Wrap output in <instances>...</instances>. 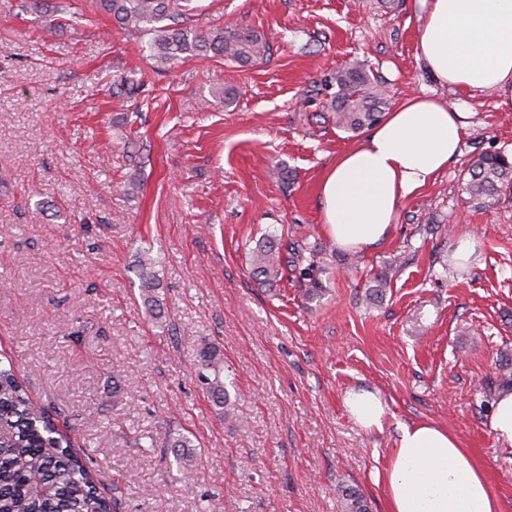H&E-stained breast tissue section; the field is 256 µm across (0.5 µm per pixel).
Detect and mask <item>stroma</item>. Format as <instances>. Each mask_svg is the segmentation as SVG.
<instances>
[{
	"label": "stroma",
	"instance_id": "1",
	"mask_svg": "<svg viewBox=\"0 0 512 512\" xmlns=\"http://www.w3.org/2000/svg\"><path fill=\"white\" fill-rule=\"evenodd\" d=\"M58 2L0 0V353L120 512H339L343 485L386 512L383 469L419 420L456 434L512 512V460L488 425L512 377V192L475 208L463 190L476 156L512 157V112L434 84L412 0H193L196 30L266 36L268 55L244 66L158 65L146 37L91 0H66L65 26ZM356 63L391 102L428 90L470 127L356 268L327 253L310 299L295 279L256 281L250 256L269 231L329 244L319 182L359 139L323 118L315 87ZM122 78L138 94L109 96ZM466 232L479 258L463 267L453 250ZM146 254L160 323L143 306ZM388 269L383 300L366 304L370 277ZM205 346L224 360L235 422L197 379ZM360 388L385 401L382 430L347 413ZM189 432L188 477L164 442Z\"/></svg>",
	"mask_w": 512,
	"mask_h": 512
}]
</instances>
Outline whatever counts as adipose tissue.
I'll list each match as a JSON object with an SVG mask.
<instances>
[{
    "label": "adipose tissue",
    "mask_w": 512,
    "mask_h": 512,
    "mask_svg": "<svg viewBox=\"0 0 512 512\" xmlns=\"http://www.w3.org/2000/svg\"><path fill=\"white\" fill-rule=\"evenodd\" d=\"M419 56L443 86L493 91L512 109V0H414ZM466 115L446 102L411 94L340 154L321 181L322 222L337 247L382 242L402 201L447 169L460 153ZM344 404L368 431L383 428L379 393L360 389ZM387 512H502L486 471L448 429L422 421L403 426L383 474Z\"/></svg>",
    "instance_id": "obj_1"
}]
</instances>
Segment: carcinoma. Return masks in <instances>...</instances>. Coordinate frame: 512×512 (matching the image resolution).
<instances>
[{"label": "carcinoma", "instance_id": "obj_1", "mask_svg": "<svg viewBox=\"0 0 512 512\" xmlns=\"http://www.w3.org/2000/svg\"><path fill=\"white\" fill-rule=\"evenodd\" d=\"M191 0H95L96 8L126 30L151 36L150 56L170 64L185 56L221 57L249 64L270 51L265 35L249 28L215 27L199 33L188 25ZM325 107L336 128L356 134L376 125L389 105L381 78L361 65L336 70L321 81ZM512 188V162L500 153H484L469 169L464 190L469 202L489 206L505 189ZM144 304L151 315L162 317L163 302L153 288L151 263L140 261ZM252 274L271 284L282 273L299 271L307 297L321 290L318 275L326 268L320 251L304 255L300 244L286 243L269 232L258 242L250 260ZM390 278L386 271L372 277L366 299L383 298ZM198 378L212 399L224 408V418L234 413L221 379L223 368L210 347L200 352ZM166 447L176 462L188 469L192 440L170 436ZM90 462L63 436L52 415L29 396L12 361L0 360V512H117L118 502L99 490ZM341 512H366L363 495L353 487L340 489Z\"/></svg>", "mask_w": 512, "mask_h": 512}]
</instances>
